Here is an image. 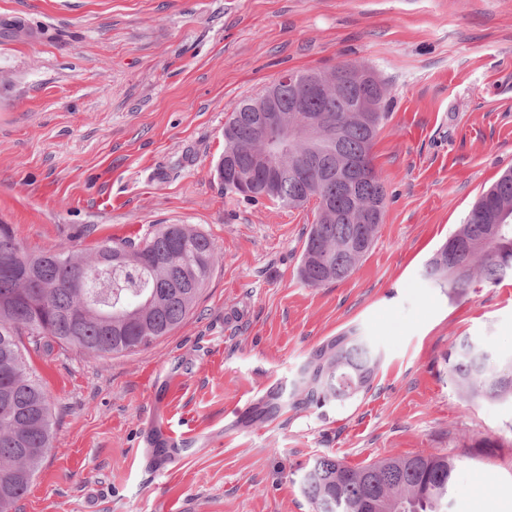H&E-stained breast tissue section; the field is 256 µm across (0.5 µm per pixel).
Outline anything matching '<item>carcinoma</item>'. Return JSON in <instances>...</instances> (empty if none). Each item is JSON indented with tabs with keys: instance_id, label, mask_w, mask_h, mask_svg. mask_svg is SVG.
<instances>
[{
	"instance_id": "1",
	"label": "carcinoma",
	"mask_w": 512,
	"mask_h": 512,
	"mask_svg": "<svg viewBox=\"0 0 512 512\" xmlns=\"http://www.w3.org/2000/svg\"><path fill=\"white\" fill-rule=\"evenodd\" d=\"M358 90L346 89L342 98L309 97L306 109L321 113L328 134L294 144L299 156L316 153L325 175L312 172L298 178L284 172L276 194L268 195L263 175L254 171L246 200H269L300 208L316 198L314 222L304 245L300 275L310 286L348 277L361 263L345 251L319 263L315 252L326 244L349 239L355 229L349 213L359 199L377 196L385 201L384 184L374 169L370 133L352 121L349 109ZM234 106L224 123V152L238 146H259L266 132L240 118ZM363 168L345 176L336 172V148ZM333 202L341 219L323 218L324 204ZM512 209V171L473 206L451 238L462 245L459 261L469 273L448 278L437 258L426 264L427 279L452 293H462L475 278L497 282L512 273V215L499 223L503 209ZM215 263L210 238L184 224H162L138 242L124 240L100 246L91 259L70 250L29 252L7 225H0V394L9 407H0V512L12 507L29 490L50 448L53 410L39 376L30 364L31 353L53 345L75 347L92 356L124 355L149 348L180 326L194 308ZM484 347L467 337L448 352V367L468 398L496 400L512 396V363L493 373L477 369ZM344 360L343 373L364 375L369 382L378 359L368 342L354 330L338 338L326 359L306 366L300 383L310 402L350 397L347 379L330 373ZM401 468H385L384 461L357 468L328 455L316 457L303 478V493L315 512H372L370 499L381 494L403 512H448L449 487L456 468L448 454L389 457Z\"/></svg>"
}]
</instances>
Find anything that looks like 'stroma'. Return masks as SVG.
I'll use <instances>...</instances> for the list:
<instances>
[{
	"mask_svg": "<svg viewBox=\"0 0 512 512\" xmlns=\"http://www.w3.org/2000/svg\"><path fill=\"white\" fill-rule=\"evenodd\" d=\"M346 62L386 84L372 157L387 197L362 263L311 287L313 206L245 201L214 165L237 101ZM510 169L512 0H0V224L30 252L83 254L183 224L216 254L151 347L32 355L54 424L12 512H315L313 458L416 454L455 457L449 512H512V398L465 399L446 363L465 336L491 366L512 360V277L451 296L423 275ZM353 328L379 356L366 387L320 407L265 397ZM153 416L205 432L160 476L135 457Z\"/></svg>",
	"mask_w": 512,
	"mask_h": 512,
	"instance_id": "35a3bbf8",
	"label": "stroma"
}]
</instances>
